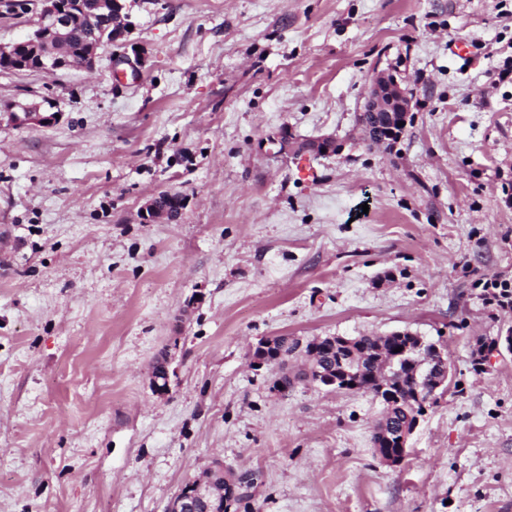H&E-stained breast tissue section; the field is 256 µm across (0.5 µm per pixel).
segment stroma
<instances>
[{"label": "stroma", "mask_w": 512, "mask_h": 512, "mask_svg": "<svg viewBox=\"0 0 512 512\" xmlns=\"http://www.w3.org/2000/svg\"><path fill=\"white\" fill-rule=\"evenodd\" d=\"M126 4L93 70L0 71V512H164L216 459L259 473L248 512H512V352L471 358L512 330L475 286L512 280V0ZM39 7L0 0V44ZM378 70L410 97L387 149L356 130ZM284 131L341 148L308 183ZM165 190L179 218L145 223ZM394 331L452 374L397 469L373 394L252 364L269 336ZM9 112L19 124L28 122L43 124V121H46V124L43 125H48L56 119L57 115V112L53 114L46 109H42L40 104L14 103L10 106Z\"/></svg>", "instance_id": "obj_1"}]
</instances>
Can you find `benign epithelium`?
Here are the masks:
<instances>
[{
	"label": "benign epithelium",
	"mask_w": 512,
	"mask_h": 512,
	"mask_svg": "<svg viewBox=\"0 0 512 512\" xmlns=\"http://www.w3.org/2000/svg\"><path fill=\"white\" fill-rule=\"evenodd\" d=\"M101 12L87 18L88 25L96 27L99 18L109 17V42L122 39L126 33L123 21L124 4L120 0H100ZM75 2L69 0H41L36 29L27 39L0 44V57L13 58L18 61V69L54 73L58 70L85 68L95 65L101 44L92 46L85 54V61L76 64L65 50L53 49L54 42L62 43L66 38L69 20L75 13ZM410 99L403 88V80L394 74L381 71L371 81L365 94L361 126L365 141L373 146H389L397 140L405 129ZM16 122L52 123L56 115L41 108L39 104L14 103L9 108ZM434 367L425 374L427 379L428 398L438 396V391L448 387V353L445 345L433 344ZM152 386L156 393L164 394L169 388V370L167 358H162L158 371L152 378ZM420 416H415L412 426L403 428L397 439L399 452L396 455L381 457V461L389 467L400 466L407 454L409 440L416 430ZM224 484V462L217 461L209 468L208 476L188 480L172 498L166 512H224L227 505L238 495L235 485H230L229 493L220 496L216 487Z\"/></svg>",
	"instance_id": "obj_1"
}]
</instances>
